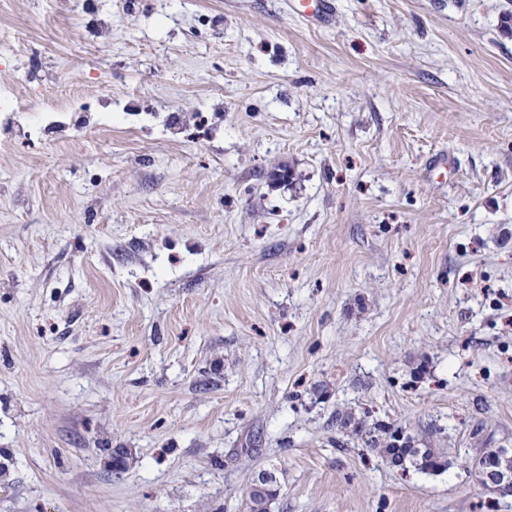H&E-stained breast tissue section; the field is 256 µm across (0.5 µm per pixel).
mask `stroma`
<instances>
[{"label":"stroma","instance_id":"obj_1","mask_svg":"<svg viewBox=\"0 0 512 512\" xmlns=\"http://www.w3.org/2000/svg\"><path fill=\"white\" fill-rule=\"evenodd\" d=\"M285 2L0 0V512H512V0ZM290 5L304 19H313L327 24L334 14L335 4L332 0H291ZM422 473H433L437 469L444 471L448 467V458L437 448H424L421 456L409 463ZM491 454V452H486L473 458L475 469L480 470L477 474L479 481L484 484L485 481L491 480L503 484L504 487L509 486L512 484V455H507L504 452L497 455ZM489 455L491 456L482 467L484 460Z\"/></svg>","mask_w":512,"mask_h":512}]
</instances>
